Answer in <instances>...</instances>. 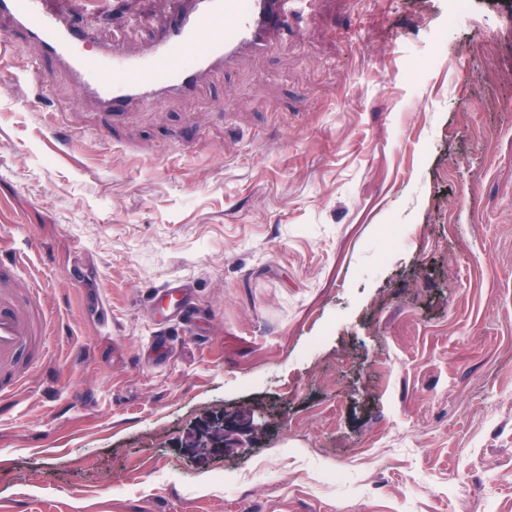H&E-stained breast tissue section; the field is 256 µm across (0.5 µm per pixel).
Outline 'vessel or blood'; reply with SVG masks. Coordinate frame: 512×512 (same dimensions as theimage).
I'll use <instances>...</instances> for the list:
<instances>
[{
	"label": "vessel or blood",
	"instance_id": "obj_1",
	"mask_svg": "<svg viewBox=\"0 0 512 512\" xmlns=\"http://www.w3.org/2000/svg\"><path fill=\"white\" fill-rule=\"evenodd\" d=\"M75 0H0L6 41L32 43L38 60L64 72L80 94L120 116L134 104L190 96L215 74H227L244 54L268 53L288 16L313 12L317 0H169L159 20L134 11L132 0H110L113 18L151 29L149 43L131 53L119 44H97L76 24ZM18 260L0 261V399L14 398L34 366L45 364L51 335L37 288L16 287ZM189 288L172 284L154 295V313L184 321Z\"/></svg>",
	"mask_w": 512,
	"mask_h": 512
}]
</instances>
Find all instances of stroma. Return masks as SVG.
<instances>
[{
	"label": "stroma",
	"mask_w": 512,
	"mask_h": 512,
	"mask_svg": "<svg viewBox=\"0 0 512 512\" xmlns=\"http://www.w3.org/2000/svg\"><path fill=\"white\" fill-rule=\"evenodd\" d=\"M34 54L0 41V257L60 325L0 403V512H512V0H319L117 121ZM175 279L202 316L150 367ZM265 422H256L255 421V411H249L239 418L233 421H224L222 423L223 435L226 437L228 435H235L241 433H254L265 427Z\"/></svg>",
	"instance_id": "1"
}]
</instances>
